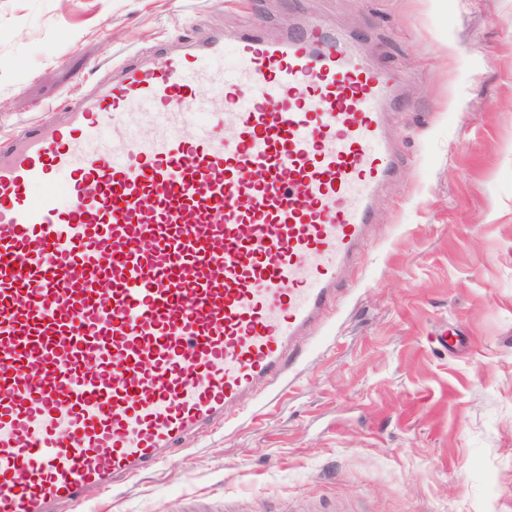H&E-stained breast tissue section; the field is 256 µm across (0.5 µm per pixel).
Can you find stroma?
Returning a JSON list of instances; mask_svg holds the SVG:
<instances>
[{
  "label": "stroma",
  "mask_w": 512,
  "mask_h": 512,
  "mask_svg": "<svg viewBox=\"0 0 512 512\" xmlns=\"http://www.w3.org/2000/svg\"><path fill=\"white\" fill-rule=\"evenodd\" d=\"M318 21L404 74L399 174L287 383L96 512H512V0H0V134L127 55Z\"/></svg>",
  "instance_id": "35a3bbf8"
}]
</instances>
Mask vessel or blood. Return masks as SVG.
Instances as JSON below:
<instances>
[{"instance_id":"b4317fda","label":"vessel or blood","mask_w":512,"mask_h":512,"mask_svg":"<svg viewBox=\"0 0 512 512\" xmlns=\"http://www.w3.org/2000/svg\"><path fill=\"white\" fill-rule=\"evenodd\" d=\"M403 84L327 24L251 29L0 139V512H85L287 378L398 173Z\"/></svg>"}]
</instances>
